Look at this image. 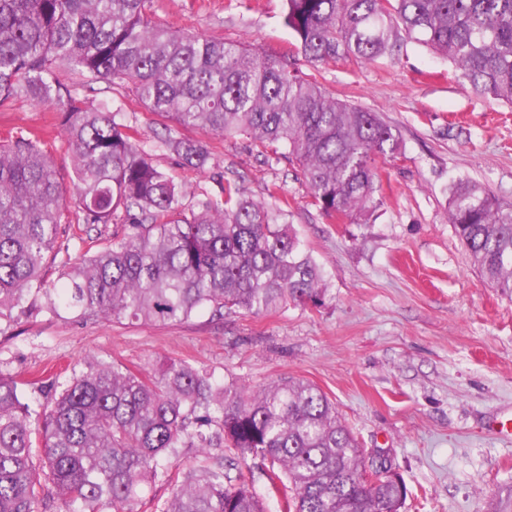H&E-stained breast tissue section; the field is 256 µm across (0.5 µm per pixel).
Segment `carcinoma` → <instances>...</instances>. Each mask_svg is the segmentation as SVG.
Returning a JSON list of instances; mask_svg holds the SVG:
<instances>
[{"label": "carcinoma", "instance_id": "obj_1", "mask_svg": "<svg viewBox=\"0 0 512 512\" xmlns=\"http://www.w3.org/2000/svg\"><path fill=\"white\" fill-rule=\"evenodd\" d=\"M284 23L312 63H371L405 38L450 61L478 94L512 104V0H285ZM152 0H0V110L14 100H56L73 162L76 219L93 252L44 275L68 189L36 135L0 140V321L14 310L79 320L219 319L288 304L318 306L326 273L301 244L288 212L247 197L230 181L185 212L184 188L159 169L137 119L93 103L58 76L130 89L170 121L161 144L206 169L197 129L281 149L300 168L328 218L355 221L383 204L380 162L401 148L375 113L330 95L288 58L154 22ZM448 221L471 264L512 296V204L481 184L447 190ZM121 222L112 237L98 224ZM0 371V512H138L146 492L170 488L159 512H266L248 458L282 499L283 512H401L406 486L367 488L362 448L316 385L280 377L260 390L217 379L187 361L134 372L87 359L54 398L32 408ZM200 459L173 470L168 461Z\"/></svg>", "mask_w": 512, "mask_h": 512}]
</instances>
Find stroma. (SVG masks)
<instances>
[{
    "instance_id": "35a3bbf8",
    "label": "stroma",
    "mask_w": 512,
    "mask_h": 512,
    "mask_svg": "<svg viewBox=\"0 0 512 512\" xmlns=\"http://www.w3.org/2000/svg\"><path fill=\"white\" fill-rule=\"evenodd\" d=\"M152 10L173 28L294 58L329 93L395 126L402 149L383 164L384 204L355 224L328 219L296 166L240 136L207 138L205 170L183 166L156 145L162 120L129 89L98 82L93 100L136 116L155 164L185 185V209L226 181L255 201H286L290 224L325 267L324 302L166 324L17 310L0 334V370L28 380L94 357L146 369L185 360L255 388L302 378L328 395L361 447L388 455L407 488L402 512H512V439L491 431L512 417V298L470 265L445 194L468 178L512 203V106L480 96L413 41L368 64L313 65L294 48L283 0H153ZM59 114L56 104L17 100L0 112V134L32 130L53 142L66 181L72 158Z\"/></svg>"
}]
</instances>
